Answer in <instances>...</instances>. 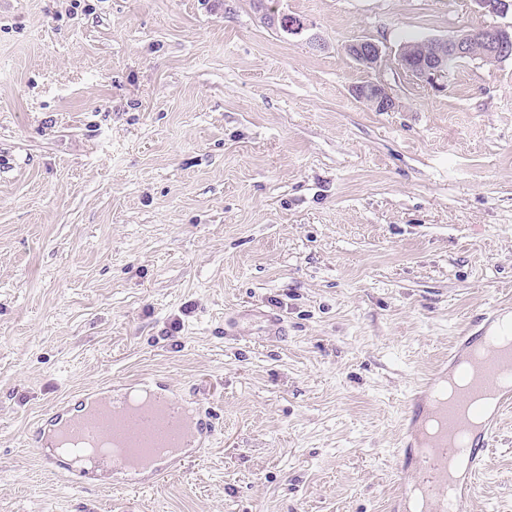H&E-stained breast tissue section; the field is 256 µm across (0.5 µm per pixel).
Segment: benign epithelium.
<instances>
[{
	"mask_svg": "<svg viewBox=\"0 0 512 512\" xmlns=\"http://www.w3.org/2000/svg\"><path fill=\"white\" fill-rule=\"evenodd\" d=\"M485 13L505 16L512 12V0H475ZM254 9L262 22L270 28L284 31L288 35H297L304 29L301 22L285 21L287 14L280 13L269 6L267 0H254ZM512 44V25L484 26L468 30L446 39H433L425 42L429 52L421 58L417 66L408 64L412 58L411 44L401 48L397 66L417 81L435 89L445 86V80L451 68L460 63L481 57L485 60L501 62L512 57L507 53L508 44ZM349 56L368 69L377 68L382 49L374 41L361 39L346 45ZM355 96L363 101H373L376 109L391 112L397 107V100L389 87L381 80L368 81L354 89Z\"/></svg>",
	"mask_w": 512,
	"mask_h": 512,
	"instance_id": "1",
	"label": "benign epithelium"
}]
</instances>
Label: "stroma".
Wrapping results in <instances>:
<instances>
[{
  "label": "stroma",
  "mask_w": 512,
  "mask_h": 512,
  "mask_svg": "<svg viewBox=\"0 0 512 512\" xmlns=\"http://www.w3.org/2000/svg\"><path fill=\"white\" fill-rule=\"evenodd\" d=\"M272 6L302 34L251 0H0V512H391L411 388L512 312V58L441 91L396 65L503 17ZM376 78L394 111L353 95ZM139 377L214 408L203 454L142 488L43 468L52 405ZM471 512H512V411ZM254 9L262 19V22L270 28L284 31L288 35H297L304 29V24L288 20V24L284 18L288 17L285 13H279L266 0H255ZM345 50L349 56L368 69L377 68L382 53L381 47L368 39L352 42L346 45Z\"/></svg>",
  "instance_id": "stroma-1"
}]
</instances>
